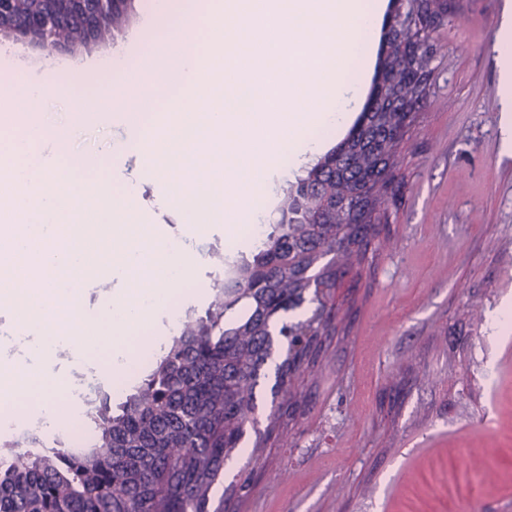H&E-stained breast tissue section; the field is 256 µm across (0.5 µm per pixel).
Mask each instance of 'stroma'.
Here are the masks:
<instances>
[{
  "label": "stroma",
  "mask_w": 512,
  "mask_h": 512,
  "mask_svg": "<svg viewBox=\"0 0 512 512\" xmlns=\"http://www.w3.org/2000/svg\"><path fill=\"white\" fill-rule=\"evenodd\" d=\"M457 13L434 33V81L405 144L408 182L391 210L396 247L364 276L350 344L318 375L312 409L296 447L275 448L240 512H461L451 479L461 449L481 512L512 501V324L492 332L493 315L512 317V153L501 145L502 21L512 0H456ZM149 0H132L131 21L105 43L79 52L85 69L73 76L74 56L46 53L24 39H1L16 67L39 71L52 60L61 68L57 97L38 102L41 119L66 126L71 148L100 158L105 171L139 187L150 223L162 233L185 234L175 209L158 203V189L134 156L122 151L129 133L120 119L73 121L67 90L95 85L101 67L123 54L146 20ZM253 246L248 226L219 224L189 242L199 256L191 280L177 297L180 312L204 315L207 287L217 269L213 253L232 268ZM482 318L468 322L471 300ZM172 333L152 324L127 347L141 365L113 375L104 356L58 351L55 369L65 376L86 370L89 385L123 401L144 376ZM429 372L436 387L419 386ZM402 390L385 413V388ZM287 470L288 480L275 472ZM497 476L486 486V473Z\"/></svg>",
  "instance_id": "35a3bbf8"
}]
</instances>
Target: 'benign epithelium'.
I'll use <instances>...</instances> for the list:
<instances>
[{"label":"benign epithelium","instance_id":"7a95c632","mask_svg":"<svg viewBox=\"0 0 512 512\" xmlns=\"http://www.w3.org/2000/svg\"><path fill=\"white\" fill-rule=\"evenodd\" d=\"M22 0H0V36H23L48 51H77L112 34V14L129 0H44L38 15L18 19Z\"/></svg>","mask_w":512,"mask_h":512}]
</instances>
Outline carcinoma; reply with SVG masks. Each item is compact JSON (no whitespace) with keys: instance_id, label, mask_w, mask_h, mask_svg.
<instances>
[{"instance_id":"carcinoma-1","label":"carcinoma","mask_w":512,"mask_h":512,"mask_svg":"<svg viewBox=\"0 0 512 512\" xmlns=\"http://www.w3.org/2000/svg\"><path fill=\"white\" fill-rule=\"evenodd\" d=\"M434 52L426 27L383 25L364 111L282 189L278 212L290 222L210 283L205 316L180 318L151 373L117 410L106 395L88 402V452L59 440L49 454L0 455V512H210L226 462L246 453L264 466L268 450L296 446L316 376L352 328L332 315L337 290L396 245L378 229L390 220L389 185L403 178L404 137L393 128L398 105L427 99L417 74ZM297 309L302 316L288 319ZM270 376L273 401L261 423L259 388ZM252 475L244 470L224 486L215 512L238 507Z\"/></svg>"}]
</instances>
